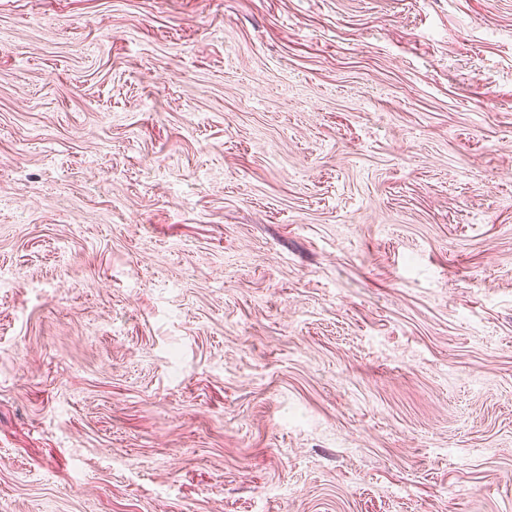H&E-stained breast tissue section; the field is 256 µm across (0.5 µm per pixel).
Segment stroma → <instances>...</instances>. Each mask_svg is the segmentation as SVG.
Returning a JSON list of instances; mask_svg holds the SVG:
<instances>
[{
    "label": "stroma",
    "instance_id": "1",
    "mask_svg": "<svg viewBox=\"0 0 512 512\" xmlns=\"http://www.w3.org/2000/svg\"><path fill=\"white\" fill-rule=\"evenodd\" d=\"M0 512H512V0H0Z\"/></svg>",
    "mask_w": 512,
    "mask_h": 512
}]
</instances>
